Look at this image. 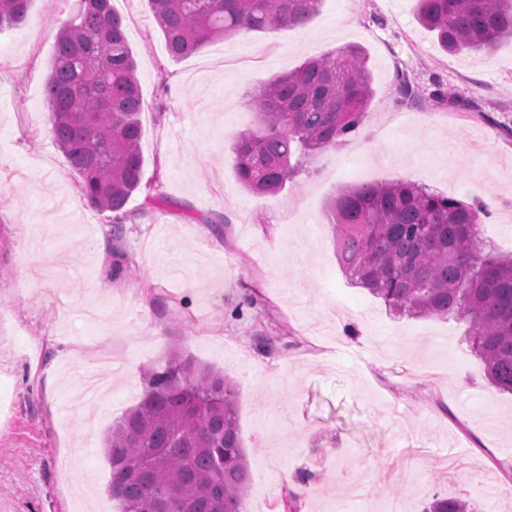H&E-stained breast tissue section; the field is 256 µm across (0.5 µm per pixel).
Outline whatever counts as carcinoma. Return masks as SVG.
Returning a JSON list of instances; mask_svg holds the SVG:
<instances>
[{
	"label": "carcinoma",
	"mask_w": 512,
	"mask_h": 512,
	"mask_svg": "<svg viewBox=\"0 0 512 512\" xmlns=\"http://www.w3.org/2000/svg\"><path fill=\"white\" fill-rule=\"evenodd\" d=\"M31 0H0V29L24 22ZM60 27L44 83L51 134L78 175L87 205L112 213V239L132 219L125 205L140 189L145 102L124 18L112 0H79ZM321 0H147L169 56L188 57L241 32L304 26ZM417 18L449 53L483 52L512 37V0H417ZM433 99L486 120L480 101ZM400 102L418 100L399 75ZM373 96L367 58L347 45L305 60L260 87L256 130L234 146L243 186L280 190L301 159L356 132ZM336 252L348 278L411 317L453 318L491 382L512 393V253L484 243V203L433 192L410 181L363 184L331 203ZM138 405L106 434L112 469L108 493L120 512H242L249 484L237 424L235 389L223 374L178 357L144 374ZM425 512H468L465 502L435 496Z\"/></svg>",
	"instance_id": "obj_1"
}]
</instances>
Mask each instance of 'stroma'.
<instances>
[{"label": "stroma", "mask_w": 512, "mask_h": 512, "mask_svg": "<svg viewBox=\"0 0 512 512\" xmlns=\"http://www.w3.org/2000/svg\"><path fill=\"white\" fill-rule=\"evenodd\" d=\"M76 6L31 0L0 30V512H118L105 433L174 353L236 384L244 512H275L289 489L300 512H423L437 493L512 512V393L488 381L465 324L392 314L349 284L330 217L344 188L409 180L485 202L483 237L512 253V138L497 129L512 126V39L450 54L416 0H322L306 26L175 61L146 0H112L147 104L142 187L116 243L50 134L44 81ZM349 44L372 75L361 129L281 191L245 189L232 146L258 125L261 82ZM401 70L478 97L485 117L399 103ZM115 244L135 275L113 276Z\"/></svg>", "instance_id": "stroma-1"}]
</instances>
